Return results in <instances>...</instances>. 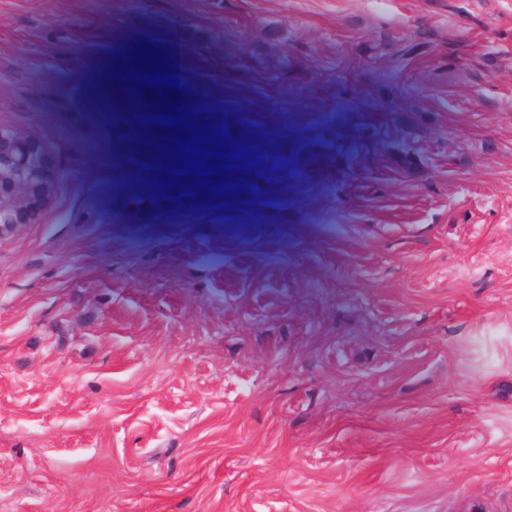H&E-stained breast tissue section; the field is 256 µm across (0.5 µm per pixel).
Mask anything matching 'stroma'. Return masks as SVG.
<instances>
[{"instance_id": "obj_1", "label": "stroma", "mask_w": 512, "mask_h": 512, "mask_svg": "<svg viewBox=\"0 0 512 512\" xmlns=\"http://www.w3.org/2000/svg\"><path fill=\"white\" fill-rule=\"evenodd\" d=\"M271 138L179 223L82 82L127 31ZM0 512H512V0H0ZM28 155L16 133L0 136V240L13 236L22 224L37 221L45 205L44 176Z\"/></svg>"}]
</instances>
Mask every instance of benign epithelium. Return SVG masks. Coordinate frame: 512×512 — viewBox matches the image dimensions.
I'll return each mask as SVG.
<instances>
[{
    "label": "benign epithelium",
    "mask_w": 512,
    "mask_h": 512,
    "mask_svg": "<svg viewBox=\"0 0 512 512\" xmlns=\"http://www.w3.org/2000/svg\"><path fill=\"white\" fill-rule=\"evenodd\" d=\"M28 155L18 135L0 136V240L37 221L45 205L44 176Z\"/></svg>",
    "instance_id": "obj_1"
}]
</instances>
